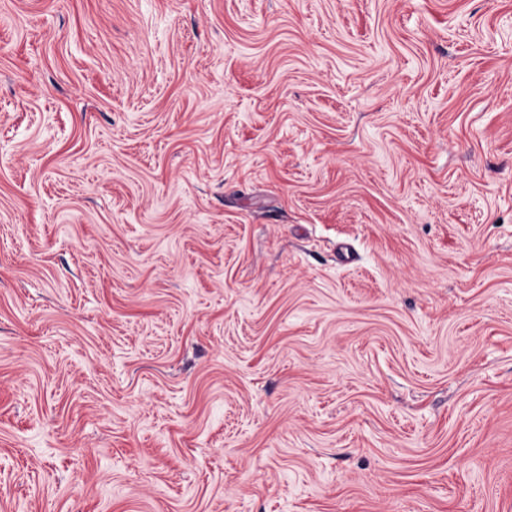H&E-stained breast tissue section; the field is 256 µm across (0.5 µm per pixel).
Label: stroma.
Masks as SVG:
<instances>
[{"mask_svg":"<svg viewBox=\"0 0 512 512\" xmlns=\"http://www.w3.org/2000/svg\"><path fill=\"white\" fill-rule=\"evenodd\" d=\"M0 512H512V0H0Z\"/></svg>","mask_w":512,"mask_h":512,"instance_id":"35a3bbf8","label":"stroma"}]
</instances>
